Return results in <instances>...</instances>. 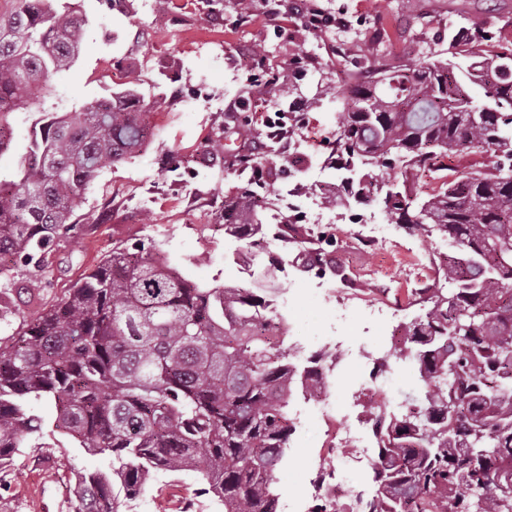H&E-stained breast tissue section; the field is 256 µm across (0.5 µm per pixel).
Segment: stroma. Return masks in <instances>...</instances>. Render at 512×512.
<instances>
[{
  "label": "stroma",
  "instance_id": "35a3bbf8",
  "mask_svg": "<svg viewBox=\"0 0 512 512\" xmlns=\"http://www.w3.org/2000/svg\"><path fill=\"white\" fill-rule=\"evenodd\" d=\"M69 3L88 24L77 61L51 79L52 102L79 107L132 81L157 107L147 117L152 135L143 150L101 170L72 216L75 237L60 240L48 254V300L118 247L159 250L203 287L226 282L241 254L269 264L272 253L258 252L253 241L236 239L224 226L225 194L233 187L249 189L252 179L234 160L239 143L226 130L229 103L251 97L240 119L256 127L276 111L294 118V147L271 156L261 193L272 201L294 188L306 198L334 178L323 161L327 142L336 136L341 101L324 89L332 84L341 92L353 76H372L362 60L375 31L389 34L377 61L391 71L446 53L449 35L469 28L475 14L483 20V48H512V0H254L246 15L235 0H124L117 10L112 0ZM307 7L347 24L309 29ZM285 82L293 84V96H275L274 87ZM362 213L384 225L391 240L366 253L337 236L336 255L356 277L350 295L327 285L305 292L279 277L274 285L294 310L290 342L312 351L336 336L353 350L386 345L396 384L371 396L393 409L414 390L412 373L397 357L406 326L424 311L411 293L432 283L438 257L450 245L400 227L380 205ZM382 282L390 284L389 295L377 293ZM347 422L341 408L297 430L293 441L304 451L276 473L282 501L297 507L308 499L305 475L331 457ZM108 467L107 457L45 433L39 447L0 470V512H73L76 473ZM223 510L189 471L154 473L135 500L119 506V512Z\"/></svg>",
  "mask_w": 512,
  "mask_h": 512
}]
</instances>
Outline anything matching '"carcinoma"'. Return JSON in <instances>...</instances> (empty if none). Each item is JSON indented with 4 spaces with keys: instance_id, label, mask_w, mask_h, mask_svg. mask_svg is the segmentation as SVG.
I'll use <instances>...</instances> for the list:
<instances>
[{
    "instance_id": "1",
    "label": "carcinoma",
    "mask_w": 512,
    "mask_h": 512,
    "mask_svg": "<svg viewBox=\"0 0 512 512\" xmlns=\"http://www.w3.org/2000/svg\"><path fill=\"white\" fill-rule=\"evenodd\" d=\"M54 2L11 0L0 12V155L7 117L41 110L27 153L0 173V254L29 281L12 289L15 321L0 310L13 327L0 335V467L43 435L31 402L44 400L53 429L111 458L109 470L78 475L74 512H118L115 488L132 500L157 471L194 472L224 512H279L274 474L288 463L293 381L320 397L328 355L297 373L268 289L201 287L137 247L112 251L42 305L46 254L75 232L85 191L151 134L133 84L74 111L43 110L50 77L76 61L87 23ZM449 50L470 60L466 71L427 60L378 68L374 80L351 83L338 116L327 156L336 185L324 202L379 203L454 251L437 265L448 287L415 289L427 309L399 349L417 394L393 413L371 408L369 495L345 506L326 489L311 512H512V54L458 35ZM475 148L497 153L492 169L443 174V158ZM426 173L441 184L419 200ZM224 212L240 240L263 229L259 211L234 196ZM283 235L315 254L312 266L345 275L304 225Z\"/></svg>"
}]
</instances>
